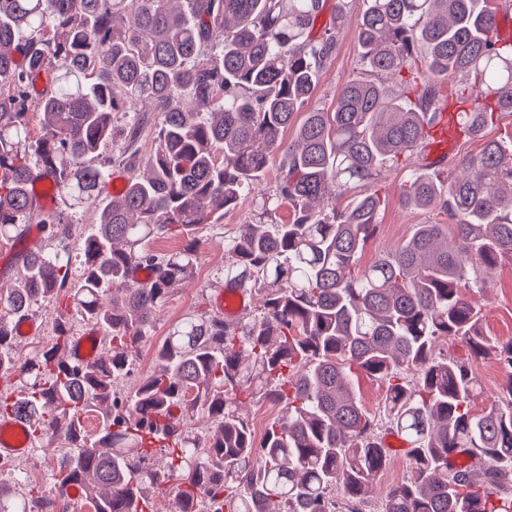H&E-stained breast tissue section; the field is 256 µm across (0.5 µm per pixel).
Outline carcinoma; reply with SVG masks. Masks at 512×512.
<instances>
[{"instance_id": "obj_1", "label": "carcinoma", "mask_w": 512, "mask_h": 512, "mask_svg": "<svg viewBox=\"0 0 512 512\" xmlns=\"http://www.w3.org/2000/svg\"><path fill=\"white\" fill-rule=\"evenodd\" d=\"M324 6L0 0V84L11 87L0 94V243L33 225L42 240L0 286V414L28 424L30 447L59 453L55 493L17 472L0 480V512H54L75 483L93 512H153L151 491L167 485L173 512H366L386 434L409 444L413 474L380 512H512V340L486 335L478 308L491 270L512 258V136L485 142L446 181L411 168L443 84L468 105L469 135L512 114V41L495 36L512 0H336L328 25ZM352 11L380 79L349 80L320 110L318 73ZM388 80L413 100L390 98ZM119 112L133 120L118 131ZM273 164L271 190H255ZM114 167L125 186L99 208L73 282L74 210L96 203ZM401 168V203L445 222L415 225L361 269L379 182ZM45 175L50 208L32 191ZM246 201L198 309L136 372L156 311L195 275L196 230ZM168 237L182 247L148 248ZM133 268L150 276L134 281ZM225 287L252 294L254 314L233 322L211 309L209 292ZM42 308L54 336L24 359L20 323ZM81 321L99 328V354L75 364ZM442 338L463 353L437 349ZM487 357L509 381L477 412L471 363ZM354 373L386 386L383 435ZM260 399L281 414L257 439L245 408Z\"/></svg>"}]
</instances>
